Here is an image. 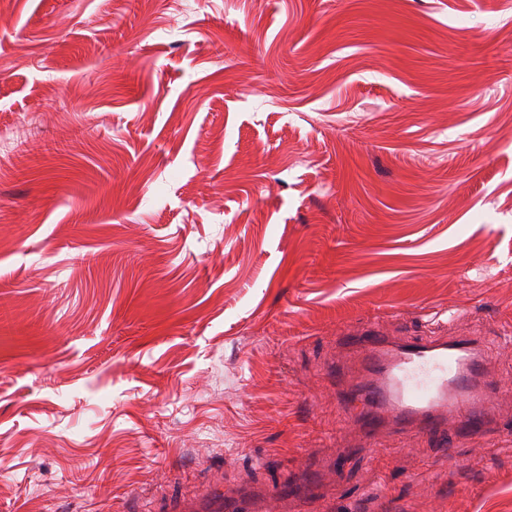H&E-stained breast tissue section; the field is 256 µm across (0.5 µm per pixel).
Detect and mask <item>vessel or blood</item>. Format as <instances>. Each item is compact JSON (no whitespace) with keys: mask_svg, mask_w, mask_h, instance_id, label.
Segmentation results:
<instances>
[{"mask_svg":"<svg viewBox=\"0 0 512 512\" xmlns=\"http://www.w3.org/2000/svg\"><path fill=\"white\" fill-rule=\"evenodd\" d=\"M359 376L346 394L371 442L387 433L471 435L499 432L485 378V350L466 337L393 340L373 327L349 342ZM202 512H252L243 496L208 489Z\"/></svg>","mask_w":512,"mask_h":512,"instance_id":"vessel-or-blood-1","label":"vessel or blood"}]
</instances>
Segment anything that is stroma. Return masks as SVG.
Wrapping results in <instances>:
<instances>
[{
  "instance_id": "35a3bbf8",
  "label": "stroma",
  "mask_w": 512,
  "mask_h": 512,
  "mask_svg": "<svg viewBox=\"0 0 512 512\" xmlns=\"http://www.w3.org/2000/svg\"><path fill=\"white\" fill-rule=\"evenodd\" d=\"M2 128L0 512H512L328 369L475 333L512 429V0H12ZM205 505V508L187 509L188 512H252L251 501L243 496H237L224 490L207 489L198 500Z\"/></svg>"
}]
</instances>
